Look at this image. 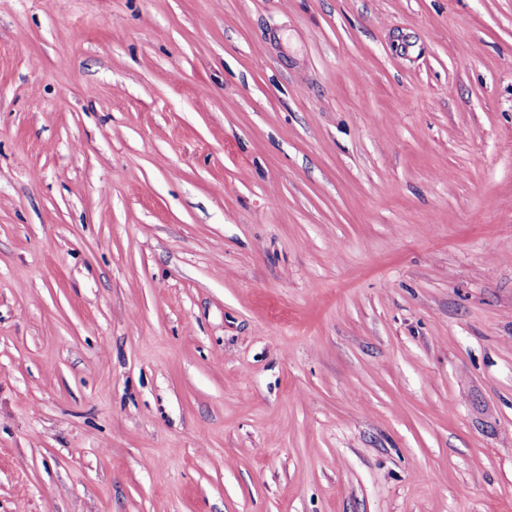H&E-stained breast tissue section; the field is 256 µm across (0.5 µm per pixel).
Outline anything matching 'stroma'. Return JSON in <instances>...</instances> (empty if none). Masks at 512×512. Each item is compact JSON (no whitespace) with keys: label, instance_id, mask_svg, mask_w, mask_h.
<instances>
[{"label":"stroma","instance_id":"stroma-1","mask_svg":"<svg viewBox=\"0 0 512 512\" xmlns=\"http://www.w3.org/2000/svg\"><path fill=\"white\" fill-rule=\"evenodd\" d=\"M0 512H512V0H0Z\"/></svg>","mask_w":512,"mask_h":512}]
</instances>
